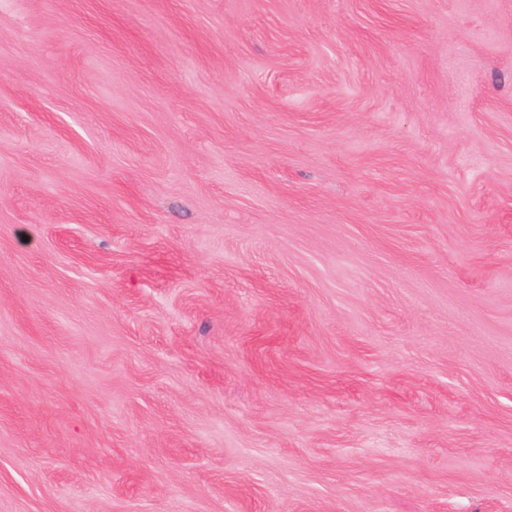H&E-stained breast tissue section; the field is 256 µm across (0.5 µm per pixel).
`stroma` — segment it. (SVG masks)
Segmentation results:
<instances>
[{
  "instance_id": "stroma-1",
  "label": "stroma",
  "mask_w": 512,
  "mask_h": 512,
  "mask_svg": "<svg viewBox=\"0 0 512 512\" xmlns=\"http://www.w3.org/2000/svg\"><path fill=\"white\" fill-rule=\"evenodd\" d=\"M0 512H512V0H0Z\"/></svg>"
}]
</instances>
